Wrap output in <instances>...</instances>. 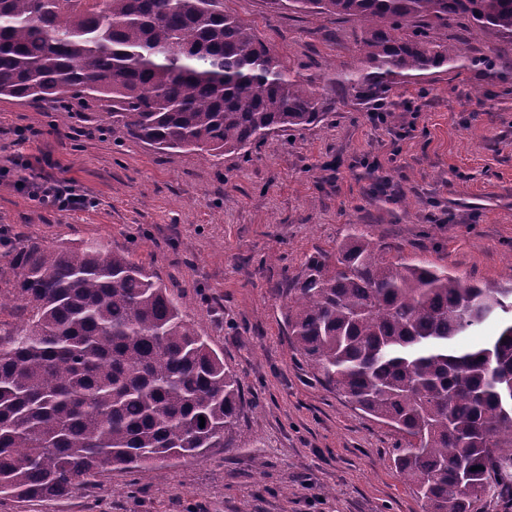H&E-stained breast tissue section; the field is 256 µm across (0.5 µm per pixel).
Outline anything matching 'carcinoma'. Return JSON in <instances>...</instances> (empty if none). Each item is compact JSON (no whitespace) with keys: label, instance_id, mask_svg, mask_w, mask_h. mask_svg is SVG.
Returning <instances> with one entry per match:
<instances>
[{"label":"carcinoma","instance_id":"1","mask_svg":"<svg viewBox=\"0 0 512 512\" xmlns=\"http://www.w3.org/2000/svg\"><path fill=\"white\" fill-rule=\"evenodd\" d=\"M361 26V66L288 67L224 0H0V96L86 101L158 150L249 155L324 121L328 94L367 110L439 71L512 83V0H273ZM491 35L489 55L448 27ZM128 251L30 241L0 268V498L86 490L233 447L242 412L224 353ZM294 349L326 386L395 430L424 512L512 504V289L405 262L349 230L288 298ZM497 317L500 330L459 338ZM205 427H199V417Z\"/></svg>","mask_w":512,"mask_h":512}]
</instances>
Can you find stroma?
<instances>
[{"label":"stroma","mask_w":512,"mask_h":512,"mask_svg":"<svg viewBox=\"0 0 512 512\" xmlns=\"http://www.w3.org/2000/svg\"><path fill=\"white\" fill-rule=\"evenodd\" d=\"M282 61L355 69V26L272 0H224ZM320 124L274 132L249 158L163 152L98 108L0 98V230L12 244L99 240L131 253L223 351L245 400L233 448L146 477L104 472L92 496L0 500V512H423L392 460L397 436L327 390L288 339L285 275L350 225L405 259L512 288V85L440 72L389 115L330 100ZM71 180L93 202L44 209L18 177Z\"/></svg>","instance_id":"obj_1"}]
</instances>
